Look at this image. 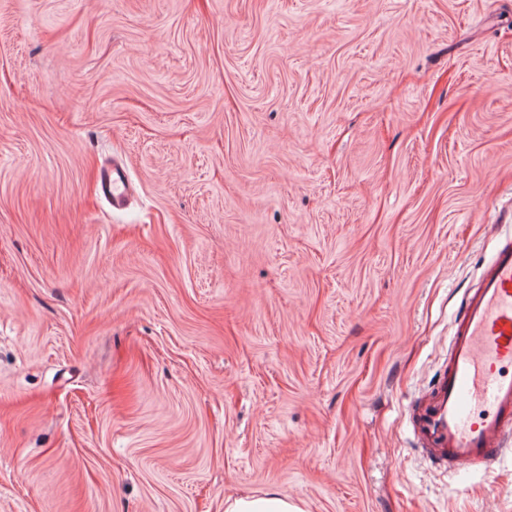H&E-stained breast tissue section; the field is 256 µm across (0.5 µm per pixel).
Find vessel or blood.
Here are the masks:
<instances>
[{
  "label": "vessel or blood",
  "instance_id": "vessel-or-blood-1",
  "mask_svg": "<svg viewBox=\"0 0 512 512\" xmlns=\"http://www.w3.org/2000/svg\"><path fill=\"white\" fill-rule=\"evenodd\" d=\"M128 187L127 168L102 170L100 189L112 208H124ZM410 422L429 458L456 472L488 470L512 442V237L463 296L447 364Z\"/></svg>",
  "mask_w": 512,
  "mask_h": 512
}]
</instances>
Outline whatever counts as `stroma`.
<instances>
[{"label":"stroma","mask_w":512,"mask_h":512,"mask_svg":"<svg viewBox=\"0 0 512 512\" xmlns=\"http://www.w3.org/2000/svg\"><path fill=\"white\" fill-rule=\"evenodd\" d=\"M511 227L512 0H0V512H512L408 417ZM129 174L127 168L112 165L100 174V189L112 208L121 210L128 198ZM225 512H304L298 504L288 501V496L270 493L263 497H241L228 500Z\"/></svg>","instance_id":"35a3bbf8"}]
</instances>
